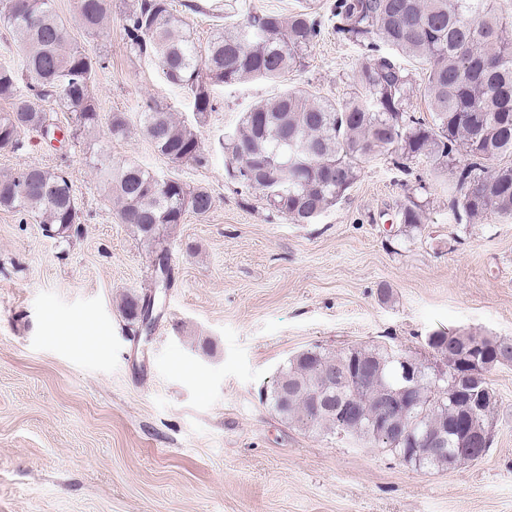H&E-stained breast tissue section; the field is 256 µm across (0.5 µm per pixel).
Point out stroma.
I'll return each mask as SVG.
<instances>
[{
	"instance_id": "stroma-1",
	"label": "stroma",
	"mask_w": 512,
	"mask_h": 512,
	"mask_svg": "<svg viewBox=\"0 0 512 512\" xmlns=\"http://www.w3.org/2000/svg\"><path fill=\"white\" fill-rule=\"evenodd\" d=\"M207 42L225 6L299 10L304 0H196L185 10ZM334 0H317L323 32L284 82L214 86L200 129L208 163L173 166L141 126L147 102L193 121L190 96L157 63L130 55L124 0L102 33L52 0L73 41L109 57L96 94L125 113V136L99 135L113 163L206 187L209 214L168 234L171 280L152 334L121 310L145 295L152 255L118 223L84 143L53 150L27 134L0 151V174L39 165L67 172L82 217L66 237L0 210V512H512V364L492 369V445L458 469H417L351 438L305 433L264 396L295 354L385 346L427 357L426 338L463 329L512 337V218L458 223L427 159L362 165L359 181L315 223L269 215L232 182L218 146L258 101L288 88L332 100L351 91L363 56L337 38ZM425 224L395 215L417 182Z\"/></svg>"
}]
</instances>
